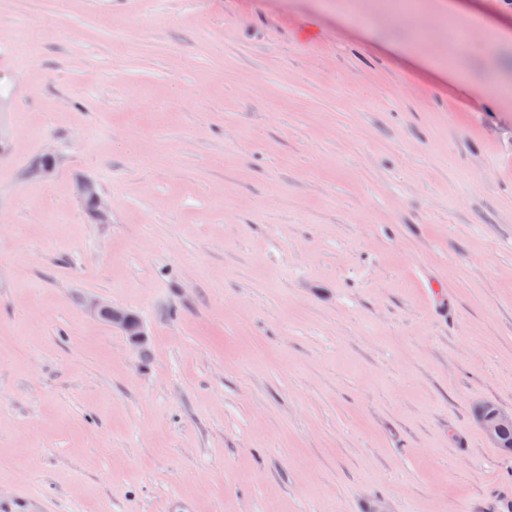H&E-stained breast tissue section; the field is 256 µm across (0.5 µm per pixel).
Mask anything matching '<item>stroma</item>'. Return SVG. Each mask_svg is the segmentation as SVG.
<instances>
[{
    "label": "stroma",
    "instance_id": "35a3bbf8",
    "mask_svg": "<svg viewBox=\"0 0 512 512\" xmlns=\"http://www.w3.org/2000/svg\"><path fill=\"white\" fill-rule=\"evenodd\" d=\"M476 32L0 0V512H508L473 408L512 411V44ZM89 311L96 318L107 317L112 325L123 330L131 342L139 343L142 341L144 332L141 322L123 309L103 304L101 301H94L90 304Z\"/></svg>",
    "mask_w": 512,
    "mask_h": 512
}]
</instances>
